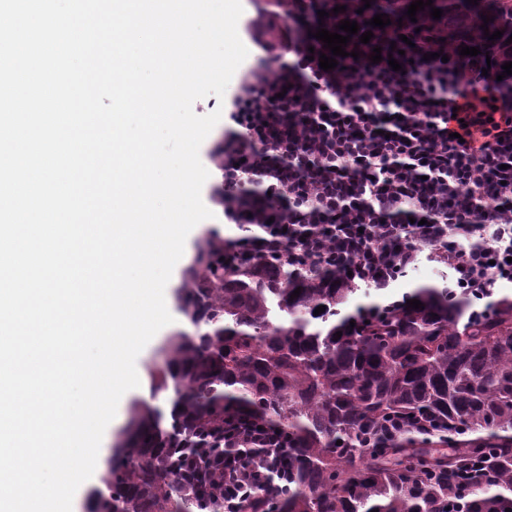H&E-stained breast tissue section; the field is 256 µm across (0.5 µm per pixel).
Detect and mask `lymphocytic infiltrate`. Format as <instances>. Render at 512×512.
<instances>
[{
	"label": "lymphocytic infiltrate",
	"mask_w": 512,
	"mask_h": 512,
	"mask_svg": "<svg viewBox=\"0 0 512 512\" xmlns=\"http://www.w3.org/2000/svg\"><path fill=\"white\" fill-rule=\"evenodd\" d=\"M431 60H424V53ZM288 97L265 112L266 81L228 114L224 189H287L288 222L228 207L242 230L225 259L246 250L333 260L352 282L388 288L421 255L447 266L475 298L512 283V89L499 66L461 55L455 41L423 42L414 57L372 63L368 52L323 70L289 41ZM224 512L267 485L276 437L251 423L224 435Z\"/></svg>",
	"instance_id": "obj_1"
}]
</instances>
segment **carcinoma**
<instances>
[{"mask_svg": "<svg viewBox=\"0 0 512 512\" xmlns=\"http://www.w3.org/2000/svg\"><path fill=\"white\" fill-rule=\"evenodd\" d=\"M495 3L487 27L502 37H469L480 11L467 2L448 13V29L503 65L512 0ZM430 11L401 30L441 38ZM283 18L291 37L319 43V19ZM286 86V76L269 81L262 109L278 111ZM240 198L288 219L285 189ZM224 244L206 230L183 271L186 327L167 338L153 373L152 399L167 406L130 407L91 512H224L227 416L287 444L284 477L245 497L241 512L512 510V296L480 309L460 288L423 284L352 307L358 287L333 261L253 251L226 264Z\"/></svg>", "mask_w": 512, "mask_h": 512, "instance_id": "cac0c4a2", "label": "carcinoma"}]
</instances>
